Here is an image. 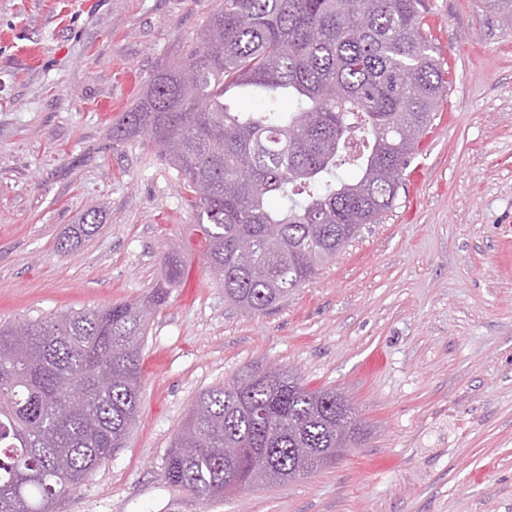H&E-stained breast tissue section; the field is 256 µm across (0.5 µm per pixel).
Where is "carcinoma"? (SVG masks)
I'll list each match as a JSON object with an SVG mask.
<instances>
[{
	"instance_id": "carcinoma-1",
	"label": "carcinoma",
	"mask_w": 512,
	"mask_h": 512,
	"mask_svg": "<svg viewBox=\"0 0 512 512\" xmlns=\"http://www.w3.org/2000/svg\"><path fill=\"white\" fill-rule=\"evenodd\" d=\"M418 0H224L186 59L157 71L112 140L141 134L168 149L204 243L206 270L241 311L260 313L314 280L364 224L393 207L408 158L452 71L432 55ZM285 98L244 111L233 98ZM251 159L244 171L240 159ZM354 177L342 180L337 166ZM87 214L58 244L95 234ZM139 302L0 323V512H46L123 447L140 408L151 313L182 276ZM334 389L308 387L283 366L250 365L199 393L166 454L162 479L219 499L239 476L295 479L360 442Z\"/></svg>"
}]
</instances>
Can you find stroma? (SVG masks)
Segmentation results:
<instances>
[{
	"mask_svg": "<svg viewBox=\"0 0 512 512\" xmlns=\"http://www.w3.org/2000/svg\"><path fill=\"white\" fill-rule=\"evenodd\" d=\"M219 3L0 0V320L143 299L184 248L145 336L139 416L57 512H512V28L485 0H420L455 70L450 119L416 150L420 185L250 315L206 272L175 170L146 137L114 142L123 114L100 109L121 95L133 108ZM90 211L99 230L58 251ZM268 362L345 395L362 441L218 500L164 483L196 396Z\"/></svg>",
	"mask_w": 512,
	"mask_h": 512,
	"instance_id": "obj_1",
	"label": "stroma"
}]
</instances>
